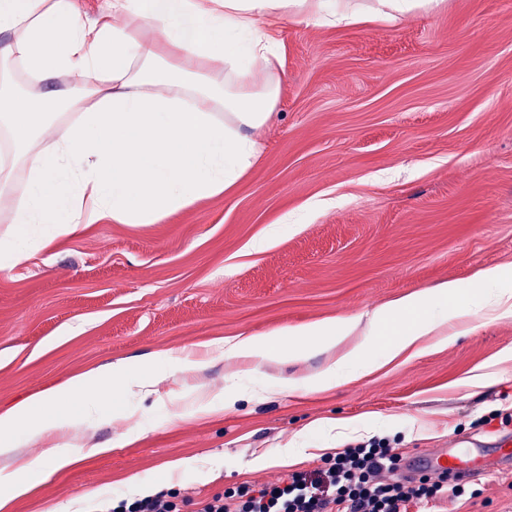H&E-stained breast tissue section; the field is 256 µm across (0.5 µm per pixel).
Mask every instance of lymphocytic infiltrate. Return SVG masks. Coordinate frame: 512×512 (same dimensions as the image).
Instances as JSON below:
<instances>
[{
  "mask_svg": "<svg viewBox=\"0 0 512 512\" xmlns=\"http://www.w3.org/2000/svg\"><path fill=\"white\" fill-rule=\"evenodd\" d=\"M400 461L382 438L344 449L318 470L214 495L197 512H412L421 504L467 493L464 484L450 482L444 473L400 478Z\"/></svg>",
  "mask_w": 512,
  "mask_h": 512,
  "instance_id": "1",
  "label": "lymphocytic infiltrate"
}]
</instances>
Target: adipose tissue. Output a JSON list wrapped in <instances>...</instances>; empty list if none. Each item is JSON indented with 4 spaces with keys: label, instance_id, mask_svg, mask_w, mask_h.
Here are the masks:
<instances>
[{
    "label": "adipose tissue",
    "instance_id": "ef3b65f1",
    "mask_svg": "<svg viewBox=\"0 0 512 512\" xmlns=\"http://www.w3.org/2000/svg\"><path fill=\"white\" fill-rule=\"evenodd\" d=\"M441 0H104L97 14L77 0H0V196L12 203L0 233V269L26 262L17 224H43V244L89 224H155L231 190L253 167L273 122L286 75L280 26L394 23ZM28 86L26 98L14 91ZM24 180H17V170ZM448 281L377 308V330L398 314L412 320L391 356L416 346L447 322ZM432 317H423V310ZM357 327L331 318L293 327L324 349ZM308 347V348H311ZM293 344L289 358L306 354ZM123 396L156 391L153 376L127 378L116 362L92 369L0 412V449L19 434L42 442L41 464L72 461L71 435L100 411V390Z\"/></svg>",
    "mask_w": 512,
    "mask_h": 512
}]
</instances>
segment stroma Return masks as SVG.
Wrapping results in <instances>:
<instances>
[{"instance_id": "obj_1", "label": "stroma", "mask_w": 512, "mask_h": 512, "mask_svg": "<svg viewBox=\"0 0 512 512\" xmlns=\"http://www.w3.org/2000/svg\"><path fill=\"white\" fill-rule=\"evenodd\" d=\"M287 80L259 160L229 193L157 224H90L0 271V410L87 370L152 368L167 392L104 391L79 458L10 512H101L163 484L201 500L319 468L372 438L403 458L512 452V312L467 308L388 358L403 320L297 360L242 336L360 317L496 267L512 290V0H447L394 24L283 25ZM359 354V375L323 379ZM192 355L198 367L183 370ZM283 458H269L271 449ZM430 512H512V468ZM285 336L280 332H270L266 336H247L238 340L231 348L230 353L242 359L258 358L264 355L268 346L277 338Z\"/></svg>"}]
</instances>
